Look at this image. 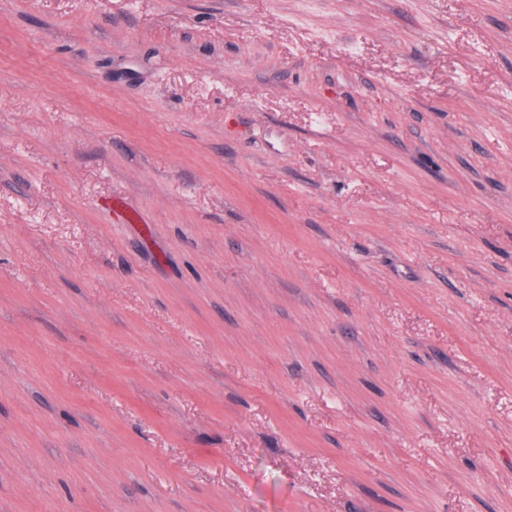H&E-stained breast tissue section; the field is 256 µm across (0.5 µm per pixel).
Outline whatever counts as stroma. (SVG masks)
<instances>
[{
	"label": "stroma",
	"mask_w": 512,
	"mask_h": 512,
	"mask_svg": "<svg viewBox=\"0 0 512 512\" xmlns=\"http://www.w3.org/2000/svg\"><path fill=\"white\" fill-rule=\"evenodd\" d=\"M0 512H512V0H0Z\"/></svg>",
	"instance_id": "35a3bbf8"
}]
</instances>
